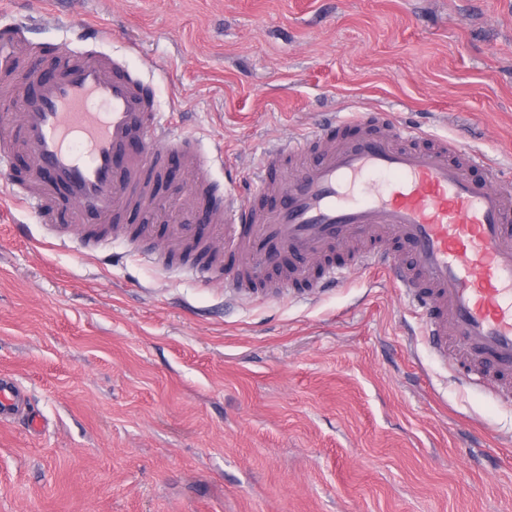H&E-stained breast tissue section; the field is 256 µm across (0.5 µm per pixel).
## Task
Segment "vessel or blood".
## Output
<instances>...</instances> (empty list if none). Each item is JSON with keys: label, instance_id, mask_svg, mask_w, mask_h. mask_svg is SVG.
<instances>
[{"label": "vessel or blood", "instance_id": "vessel-or-blood-1", "mask_svg": "<svg viewBox=\"0 0 512 512\" xmlns=\"http://www.w3.org/2000/svg\"><path fill=\"white\" fill-rule=\"evenodd\" d=\"M18 149L31 177L15 197L43 224L56 218L57 187L108 224L130 207L155 215L180 205L181 194L162 201L154 190L161 155L190 161L194 192L207 188L213 163L174 132L144 83L93 51L65 54L48 75L28 68L0 94V165ZM483 164L482 153L396 127L384 112L335 118L267 152L259 182L239 203L208 210L206 223L176 233L196 239L208 270L220 262L213 237L253 254L268 241L285 246L294 260L289 288L338 280L332 265L313 275L312 260L341 240L372 241L360 263L392 276L423 312L432 348L465 359L463 379L477 385L512 371V190L472 177ZM22 411L38 430L24 390L1 375L0 419Z\"/></svg>", "mask_w": 512, "mask_h": 512}]
</instances>
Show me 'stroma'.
I'll return each instance as SVG.
<instances>
[{"label": "stroma", "mask_w": 512, "mask_h": 512, "mask_svg": "<svg viewBox=\"0 0 512 512\" xmlns=\"http://www.w3.org/2000/svg\"><path fill=\"white\" fill-rule=\"evenodd\" d=\"M46 61L97 49L155 93L216 196L335 112L512 162V0H0ZM112 30L79 41L80 31ZM0 171V512H512V397L460 383L402 288L337 244L338 286L238 292L167 213L66 238ZM27 395L12 377L0 376V420L21 411H26L27 423L31 430H38L41 425L40 415L30 409Z\"/></svg>", "instance_id": "obj_1"}]
</instances>
